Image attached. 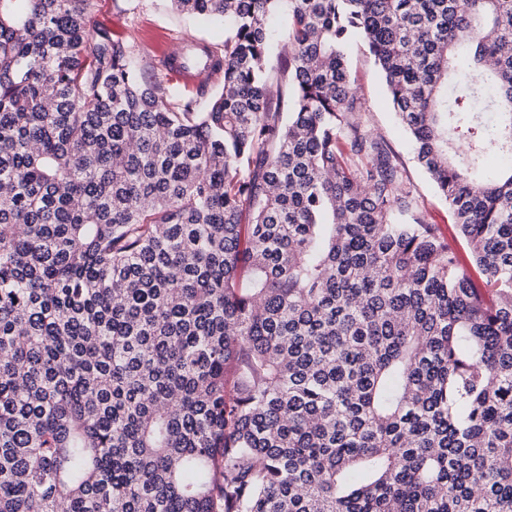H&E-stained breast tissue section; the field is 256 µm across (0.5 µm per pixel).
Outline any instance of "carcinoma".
I'll return each instance as SVG.
<instances>
[{"mask_svg": "<svg viewBox=\"0 0 512 512\" xmlns=\"http://www.w3.org/2000/svg\"><path fill=\"white\" fill-rule=\"evenodd\" d=\"M171 2L224 19L204 107L0 0V512H512V0ZM352 74L358 78L362 93L366 99L368 112L365 118L369 128L380 134L397 154L399 162L405 168L410 182L414 185L425 209L420 215L427 224H438L440 231L451 248L458 254L467 270L478 277V269L471 265L464 244L456 238L452 228V217L448 205L440 197L431 179L419 169L413 159V144L397 123L391 112L384 86L377 74L373 57L369 54L365 42L358 36L352 37L346 46Z\"/></svg>", "mask_w": 512, "mask_h": 512, "instance_id": "cac0c4a2", "label": "carcinoma"}]
</instances>
